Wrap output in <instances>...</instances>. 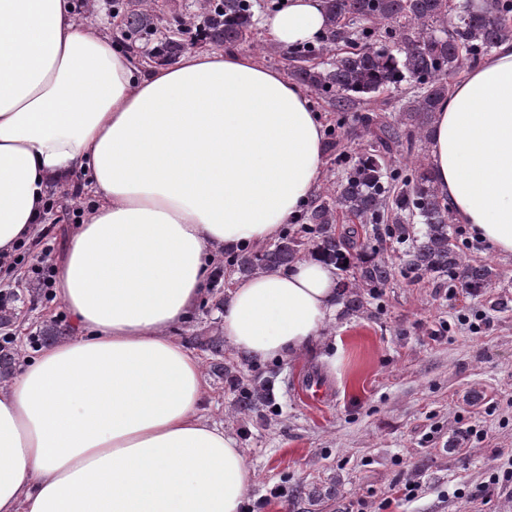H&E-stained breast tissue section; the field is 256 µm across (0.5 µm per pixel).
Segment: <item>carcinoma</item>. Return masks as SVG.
<instances>
[{
  "mask_svg": "<svg viewBox=\"0 0 512 512\" xmlns=\"http://www.w3.org/2000/svg\"><path fill=\"white\" fill-rule=\"evenodd\" d=\"M326 35L317 43L295 44L282 52L291 76L328 98L337 113L329 130L325 153L334 157L342 175L336 187L315 194L299 218L283 227L273 244L259 250L224 253V264L240 275H253L288 266L314 251L335 262L344 272L339 301L347 314H357L400 273L430 276L480 296L493 287L497 273L488 264H473L461 253L451 232L453 215L430 166L420 157L429 139L435 112L448 97L449 80L464 62L483 59L499 42L512 38V0H485L476 12L449 17L448 0H324ZM124 16V37L152 41L150 58L174 61L187 48L176 29L158 34L154 17L139 0H116ZM207 40L226 50L254 47L255 0H220L204 5ZM345 41L349 49L335 53ZM402 82L416 87L412 98L389 112L369 110L356 116L351 132L348 113L375 94ZM360 139L357 152L342 148L349 135ZM407 154L414 160L395 164L392 157ZM422 225L410 237L408 225ZM411 241L400 263L376 247L386 238ZM214 356L224 350L220 333L196 337ZM14 337L0 338V381L16 364ZM238 406L260 412L269 400L266 385L242 387Z\"/></svg>",
  "mask_w": 512,
  "mask_h": 512,
  "instance_id": "1",
  "label": "carcinoma"
}]
</instances>
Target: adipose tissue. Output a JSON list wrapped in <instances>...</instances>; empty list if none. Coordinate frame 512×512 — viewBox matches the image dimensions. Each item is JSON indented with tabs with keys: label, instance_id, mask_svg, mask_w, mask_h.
Segmentation results:
<instances>
[{
	"label": "adipose tissue",
	"instance_id": "1",
	"mask_svg": "<svg viewBox=\"0 0 512 512\" xmlns=\"http://www.w3.org/2000/svg\"><path fill=\"white\" fill-rule=\"evenodd\" d=\"M288 47L325 32L322 0L260 20ZM324 131L308 94L243 51L145 65L68 0H0V254L29 242L50 185L96 198L55 293L79 333L0 387V512H242L254 472L202 415L200 357L172 331L217 249L275 240L318 189ZM431 167L457 223L512 255V39L441 104ZM319 254L232 276L218 311L240 356L296 359L340 311Z\"/></svg>",
	"mask_w": 512,
	"mask_h": 512
}]
</instances>
